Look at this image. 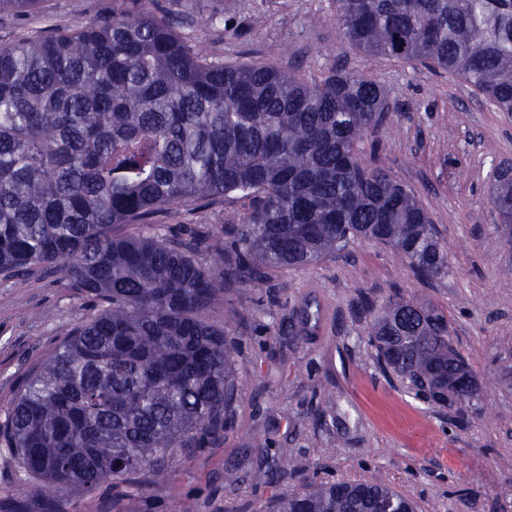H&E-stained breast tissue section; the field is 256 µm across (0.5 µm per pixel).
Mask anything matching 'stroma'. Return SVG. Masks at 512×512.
I'll list each match as a JSON object with an SVG mask.
<instances>
[{"instance_id":"obj_1","label":"stroma","mask_w":512,"mask_h":512,"mask_svg":"<svg viewBox=\"0 0 512 512\" xmlns=\"http://www.w3.org/2000/svg\"><path fill=\"white\" fill-rule=\"evenodd\" d=\"M109 7L38 0L35 10L0 14V42L66 30ZM151 9L179 16L181 37L229 65L264 62L312 79L337 69L382 85L390 114L364 157L415 190L450 270L426 282L395 249L356 239L318 264L222 293L213 318L236 344L244 383L234 424L223 444L176 454L128 512H170L183 498L201 512H267L274 493L349 480L388 484L418 512H512V239L497 228L491 191L495 169L512 165V114L442 69L353 47L334 0H153ZM249 211L237 196L157 221L169 234L220 244L226 216ZM397 293L445 312L480 384L477 405L437 407L377 361L362 301ZM87 305L63 273L40 265L23 280H0V415ZM228 469L237 484H225Z\"/></svg>"}]
</instances>
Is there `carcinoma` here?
I'll return each instance as SVG.
<instances>
[{
  "mask_svg": "<svg viewBox=\"0 0 512 512\" xmlns=\"http://www.w3.org/2000/svg\"><path fill=\"white\" fill-rule=\"evenodd\" d=\"M38 0H0L26 12ZM151 0L0 44V278L49 265L92 309L30 373L0 422V450L41 506L107 483L105 512L161 481L173 454L219 445L242 381L211 319L224 287L312 265L357 238L392 246L417 276L448 271V249L414 190L367 164L361 145L388 117L383 87L332 72L308 81L261 62L226 66L176 34ZM360 51L462 77L512 113V0H336ZM252 196L224 247L158 232L160 212ZM493 201L512 224V167ZM144 224L149 234L116 228ZM210 254L211 267L199 261ZM445 313L397 296L373 313L378 361L441 407L480 388L448 345ZM415 512L391 487L327 482L282 492L271 512Z\"/></svg>",
  "mask_w": 512,
  "mask_h": 512,
  "instance_id": "1",
  "label": "carcinoma"
}]
</instances>
